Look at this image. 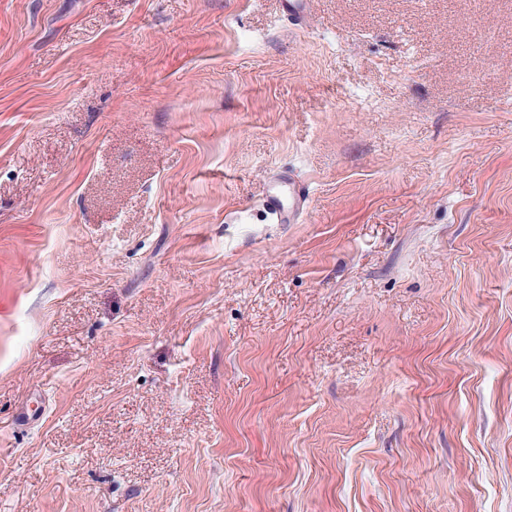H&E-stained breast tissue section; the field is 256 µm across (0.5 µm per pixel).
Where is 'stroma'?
<instances>
[{
  "label": "stroma",
  "mask_w": 512,
  "mask_h": 512,
  "mask_svg": "<svg viewBox=\"0 0 512 512\" xmlns=\"http://www.w3.org/2000/svg\"><path fill=\"white\" fill-rule=\"evenodd\" d=\"M310 9L0 0V512H512V0ZM283 13L288 22L296 27L307 23L310 1L309 0H280ZM309 200L310 189L306 183L277 178L269 183L265 210L274 223H291L304 212Z\"/></svg>",
  "instance_id": "stroma-1"
}]
</instances>
